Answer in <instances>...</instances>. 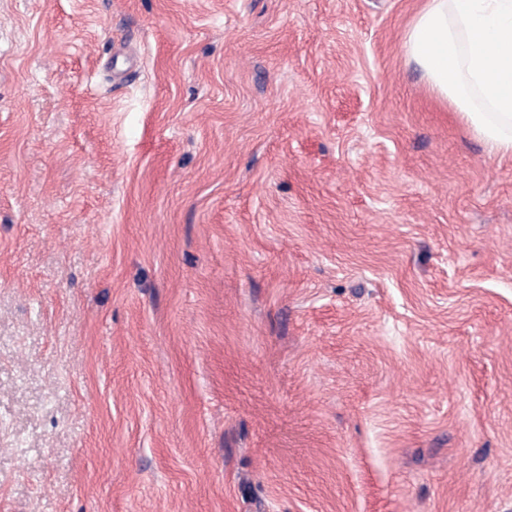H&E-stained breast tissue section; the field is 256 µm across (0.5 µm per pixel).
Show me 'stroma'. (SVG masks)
Listing matches in <instances>:
<instances>
[{
  "label": "stroma",
  "mask_w": 512,
  "mask_h": 512,
  "mask_svg": "<svg viewBox=\"0 0 512 512\" xmlns=\"http://www.w3.org/2000/svg\"><path fill=\"white\" fill-rule=\"evenodd\" d=\"M424 0H0V512H512V155Z\"/></svg>",
  "instance_id": "obj_1"
}]
</instances>
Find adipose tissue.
<instances>
[{"mask_svg":"<svg viewBox=\"0 0 512 512\" xmlns=\"http://www.w3.org/2000/svg\"><path fill=\"white\" fill-rule=\"evenodd\" d=\"M431 92L512 154V0H426L404 35Z\"/></svg>","mask_w":512,"mask_h":512,"instance_id":"1","label":"adipose tissue"}]
</instances>
